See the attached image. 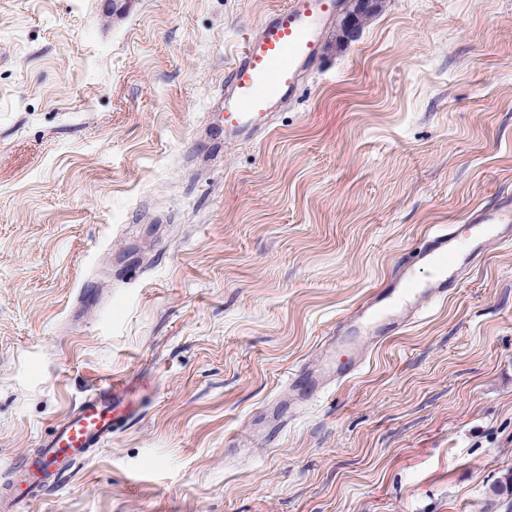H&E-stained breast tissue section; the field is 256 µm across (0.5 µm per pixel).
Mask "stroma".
I'll list each match as a JSON object with an SVG mask.
<instances>
[{"instance_id":"stroma-1","label":"stroma","mask_w":512,"mask_h":512,"mask_svg":"<svg viewBox=\"0 0 512 512\" xmlns=\"http://www.w3.org/2000/svg\"><path fill=\"white\" fill-rule=\"evenodd\" d=\"M284 0H0V487L81 397L136 417L27 512H512V247L225 455L425 234L512 195V0H383L259 140L206 129Z\"/></svg>"}]
</instances>
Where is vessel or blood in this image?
Returning a JSON list of instances; mask_svg holds the SVG:
<instances>
[{
	"label": "vessel or blood",
	"instance_id": "vessel-or-blood-1",
	"mask_svg": "<svg viewBox=\"0 0 512 512\" xmlns=\"http://www.w3.org/2000/svg\"><path fill=\"white\" fill-rule=\"evenodd\" d=\"M340 0H286L249 32L224 78L216 100L223 124L213 132L225 140L252 141L265 134L275 115L292 101L321 56L322 39ZM467 240L439 229L402 262L386 288L369 296L336 325L308 364L291 372L289 399L273 409L263 439L277 435L298 409L332 385L360 371L368 349L400 334L437 301L447 299L477 258L494 245H512V197L471 211ZM130 384L115 381L84 395L41 439L0 496V512H14L58 486L72 468L88 459L131 414Z\"/></svg>",
	"mask_w": 512,
	"mask_h": 512
}]
</instances>
